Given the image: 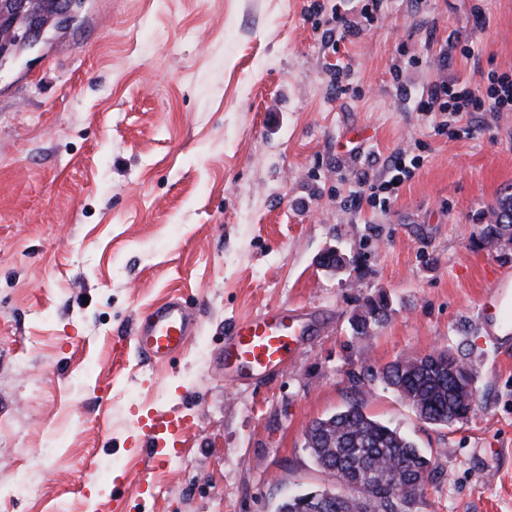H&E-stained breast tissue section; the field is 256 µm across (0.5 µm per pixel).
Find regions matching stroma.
Segmentation results:
<instances>
[{
  "instance_id": "stroma-1",
  "label": "stroma",
  "mask_w": 512,
  "mask_h": 512,
  "mask_svg": "<svg viewBox=\"0 0 512 512\" xmlns=\"http://www.w3.org/2000/svg\"><path fill=\"white\" fill-rule=\"evenodd\" d=\"M338 3L88 0L75 32L0 76V512H276L332 486L304 432L367 372L368 412L431 456L411 512H512V342L491 351L476 318L512 268V245L482 238L512 187V112L464 114L456 137L397 93L512 72V0H383L334 45ZM340 67L358 95L337 96ZM401 148L419 163L391 203L353 204ZM334 247L339 275L319 265ZM381 293L387 321L354 339ZM171 297L199 333L143 360L132 328ZM272 306L324 323L276 375L225 384V326ZM462 345L467 422L425 423L376 378ZM148 409L187 421L150 492L133 451ZM388 301L384 296L367 298L361 310L351 319L352 336L355 339L371 337V329L387 318Z\"/></svg>"
}]
</instances>
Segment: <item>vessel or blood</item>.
<instances>
[{
	"mask_svg": "<svg viewBox=\"0 0 512 512\" xmlns=\"http://www.w3.org/2000/svg\"><path fill=\"white\" fill-rule=\"evenodd\" d=\"M479 314L481 319L512 332V303L499 290H491ZM320 323L314 311L288 307L267 309L234 322L225 332L224 346L217 354L225 381L246 384L276 372ZM198 332L193 313L173 298L153 307L139 321L130 340L144 358L162 360L184 351ZM137 428L147 472L168 468L185 429L183 419L156 411L138 420Z\"/></svg>",
	"mask_w": 512,
	"mask_h": 512,
	"instance_id": "b4317fda",
	"label": "vessel or blood"
}]
</instances>
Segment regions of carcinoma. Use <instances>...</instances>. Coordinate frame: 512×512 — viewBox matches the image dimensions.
<instances>
[{"instance_id": "carcinoma-1", "label": "carcinoma", "mask_w": 512, "mask_h": 512, "mask_svg": "<svg viewBox=\"0 0 512 512\" xmlns=\"http://www.w3.org/2000/svg\"><path fill=\"white\" fill-rule=\"evenodd\" d=\"M35 9L47 24L46 32L54 31L55 0H38ZM28 24L21 19L15 25L11 39L20 52L31 49L27 43ZM493 223L485 225L483 238L489 244H512V193L498 200ZM388 301L383 296L368 298L351 319L353 337L371 336V329L387 318ZM432 367L425 369L398 363L385 366L380 379L403 391V399L416 416L431 425L450 428L469 419L474 413L476 391L472 367L450 349H440L429 355ZM305 445L323 470L336 471L347 482L366 485L382 506L371 505L354 497L336 500L331 512H408L416 492L411 488L403 495L390 498L388 481L402 482L410 470L431 473V458L416 443L366 410L364 398L358 397L343 409L312 422L305 436ZM328 491L309 490L288 496L277 512H312L318 499Z\"/></svg>"}]
</instances>
